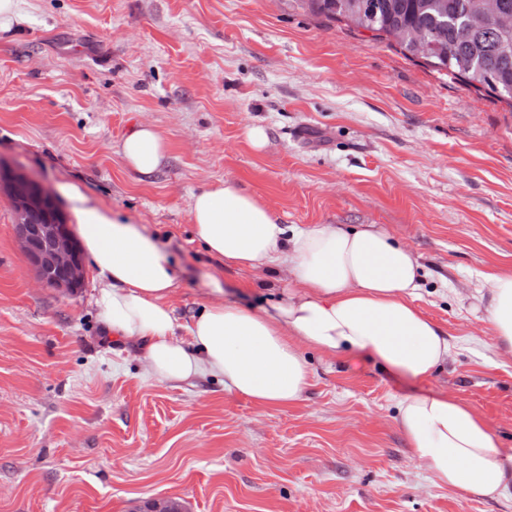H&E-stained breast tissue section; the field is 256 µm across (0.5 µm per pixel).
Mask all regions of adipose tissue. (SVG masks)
<instances>
[{
    "label": "adipose tissue",
    "mask_w": 512,
    "mask_h": 512,
    "mask_svg": "<svg viewBox=\"0 0 512 512\" xmlns=\"http://www.w3.org/2000/svg\"><path fill=\"white\" fill-rule=\"evenodd\" d=\"M162 134L138 124L120 154L141 180L166 158ZM67 201L88 267L100 283L96 304L110 333L133 340L158 381L220 379L227 391L262 408L300 400L311 370L302 346L337 359L363 352L385 367L427 382L447 363L445 331L415 303L422 284L418 257L381 227L306 224L288 228L253 195L230 181L191 198L194 239L226 267L291 275L265 306L242 300L240 282L226 292L208 280L209 301L177 326L168 300L178 271L158 234L90 205L74 185ZM478 299L496 338L512 353V271L483 274ZM397 422L415 459L443 487L477 497H512V455L500 451L488 425L467 405L438 395L398 402Z\"/></svg>",
    "instance_id": "adipose-tissue-1"
}]
</instances>
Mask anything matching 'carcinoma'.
Instances as JSON below:
<instances>
[{"label": "carcinoma", "mask_w": 512, "mask_h": 512, "mask_svg": "<svg viewBox=\"0 0 512 512\" xmlns=\"http://www.w3.org/2000/svg\"><path fill=\"white\" fill-rule=\"evenodd\" d=\"M512 103V0H304Z\"/></svg>", "instance_id": "1"}]
</instances>
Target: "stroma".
<instances>
[{
  "instance_id": "1",
  "label": "stroma",
  "mask_w": 512,
  "mask_h": 512,
  "mask_svg": "<svg viewBox=\"0 0 512 512\" xmlns=\"http://www.w3.org/2000/svg\"><path fill=\"white\" fill-rule=\"evenodd\" d=\"M140 122L169 146L147 182L120 154ZM0 162L158 231L181 322L209 274L250 277L194 241L200 190L234 182L288 225H378L419 256L416 304L451 345L426 383L304 348L311 384L283 410L210 376L161 383L101 325L93 276L37 284L0 194V512H512L438 486L396 422L401 396L444 395L512 454V358L476 299L482 273L512 269L511 104L298 0H19Z\"/></svg>"
}]
</instances>
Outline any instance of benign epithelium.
<instances>
[{
	"label": "benign epithelium",
	"mask_w": 512,
	"mask_h": 512,
	"mask_svg": "<svg viewBox=\"0 0 512 512\" xmlns=\"http://www.w3.org/2000/svg\"><path fill=\"white\" fill-rule=\"evenodd\" d=\"M0 192L9 198L15 223L17 245L46 288L73 292L82 287L85 265L65 217L53 195L27 175L0 165ZM50 209L52 217L44 224L30 223L38 210ZM139 512H184L183 505L171 498H153Z\"/></svg>",
	"instance_id": "obj_1"
}]
</instances>
